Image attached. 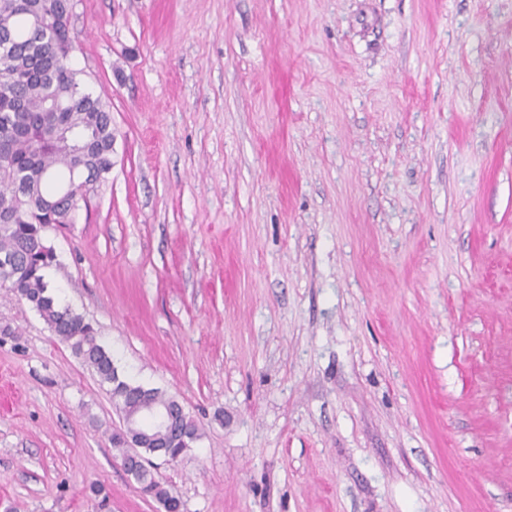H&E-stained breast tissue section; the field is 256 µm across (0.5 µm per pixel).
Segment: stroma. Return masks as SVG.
<instances>
[{"mask_svg":"<svg viewBox=\"0 0 512 512\" xmlns=\"http://www.w3.org/2000/svg\"><path fill=\"white\" fill-rule=\"evenodd\" d=\"M112 169L61 304L201 437L183 512H512V0H73ZM0 512H164L0 288ZM102 486L92 494L90 485Z\"/></svg>","mask_w":512,"mask_h":512,"instance_id":"1","label":"stroma"}]
</instances>
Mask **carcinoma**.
I'll list each match as a JSON object with an SVG mask.
<instances>
[{
    "mask_svg": "<svg viewBox=\"0 0 512 512\" xmlns=\"http://www.w3.org/2000/svg\"><path fill=\"white\" fill-rule=\"evenodd\" d=\"M70 0H0V140L9 138V166L0 167V287L11 289L40 314L72 353L89 365L110 390L127 422L113 436L120 447L136 442L152 448V431L140 420L152 408L174 416L170 458L200 436L199 426L178 402L156 389L117 378L110 352L83 316L60 306L48 292L45 270L55 255L45 249L43 231L74 223L76 205L45 206L57 183L93 171L102 179L112 169V116L101 96L81 86L70 63L76 35ZM8 267H3V263ZM141 491L171 512L174 497L152 472L123 450Z\"/></svg>",
    "mask_w": 512,
    "mask_h": 512,
    "instance_id": "1",
    "label": "carcinoma"
}]
</instances>
